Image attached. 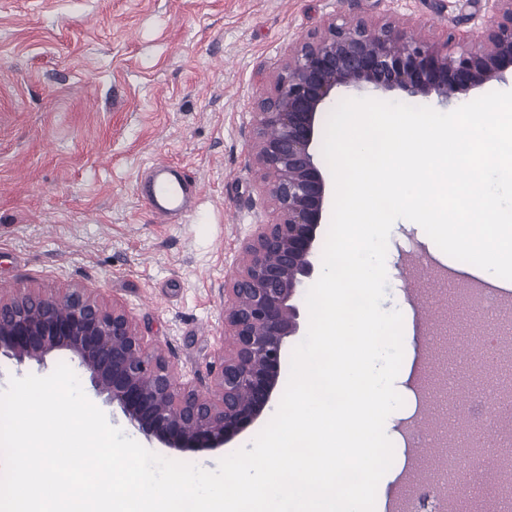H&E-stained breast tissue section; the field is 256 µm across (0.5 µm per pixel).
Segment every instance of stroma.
<instances>
[{
	"label": "stroma",
	"instance_id": "stroma-1",
	"mask_svg": "<svg viewBox=\"0 0 512 512\" xmlns=\"http://www.w3.org/2000/svg\"><path fill=\"white\" fill-rule=\"evenodd\" d=\"M404 17L428 34H481L482 0H0V295L69 286L118 300L183 383L206 374L224 330V282L265 218L248 131L270 86L261 75L332 14ZM198 183L191 211L167 223L141 197L152 162ZM385 310L412 324L410 258L455 277L421 284L448 341L496 321L462 303L473 276L416 224L389 248ZM385 433L397 465L380 481L375 512L410 467L409 406L446 404L417 381Z\"/></svg>",
	"mask_w": 512,
	"mask_h": 512
}]
</instances>
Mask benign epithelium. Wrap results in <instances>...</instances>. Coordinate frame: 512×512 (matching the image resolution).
Returning a JSON list of instances; mask_svg holds the SVG:
<instances>
[{
  "label": "benign epithelium",
  "mask_w": 512,
  "mask_h": 512,
  "mask_svg": "<svg viewBox=\"0 0 512 512\" xmlns=\"http://www.w3.org/2000/svg\"><path fill=\"white\" fill-rule=\"evenodd\" d=\"M484 31L431 38L409 19L327 18L267 77L249 133L268 220L243 249L224 289V336L206 376L178 385L162 351L124 306L85 289L0 296V356L44 364L67 352L97 395L117 405L149 442L185 453L216 450L253 426L281 392L288 337L298 335L297 299L313 279L320 228L334 198L318 158L324 112L336 91L401 92L444 104L512 77V0H485ZM205 386L208 394L199 393Z\"/></svg>",
  "instance_id": "1"
}]
</instances>
